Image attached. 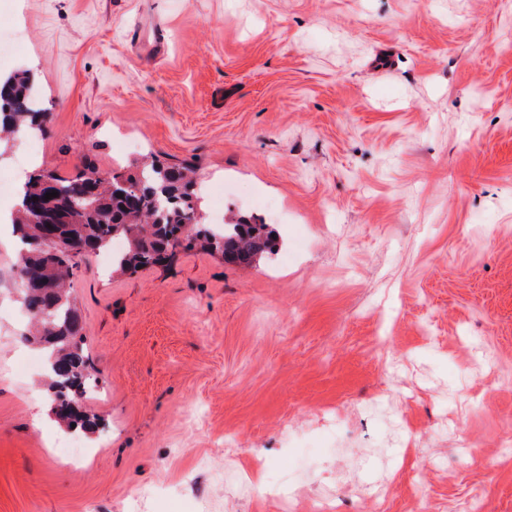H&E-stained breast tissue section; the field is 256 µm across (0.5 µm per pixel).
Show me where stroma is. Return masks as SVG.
Returning a JSON list of instances; mask_svg holds the SVG:
<instances>
[{
    "label": "stroma",
    "instance_id": "1",
    "mask_svg": "<svg viewBox=\"0 0 512 512\" xmlns=\"http://www.w3.org/2000/svg\"><path fill=\"white\" fill-rule=\"evenodd\" d=\"M17 29L50 122L1 179L151 153L278 248L82 263L77 435L1 196L0 512H512V0H0Z\"/></svg>",
    "mask_w": 512,
    "mask_h": 512
}]
</instances>
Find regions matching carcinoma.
Returning a JSON list of instances; mask_svg holds the SVG:
<instances>
[{"mask_svg": "<svg viewBox=\"0 0 512 512\" xmlns=\"http://www.w3.org/2000/svg\"><path fill=\"white\" fill-rule=\"evenodd\" d=\"M29 77L0 78V134L26 130L43 134L47 113L32 98ZM52 191L55 203L67 209H45L42 219L32 209ZM202 196L194 171L183 165L146 158L135 171H102L87 164L74 179L52 172L29 177L22 185L15 231L22 247L15 275L24 308L37 324L34 340L46 352L51 411L67 428L95 432L100 422L84 405L89 385L97 384V370L82 344V321L68 286L74 270L90 255L108 250L112 239L129 238L128 250L117 268L134 274L162 265L180 250L218 254L224 262L250 265L276 250L277 237L270 225L245 218H229L212 226L201 223Z\"/></svg>", "mask_w": 512, "mask_h": 512, "instance_id": "1", "label": "carcinoma"}]
</instances>
